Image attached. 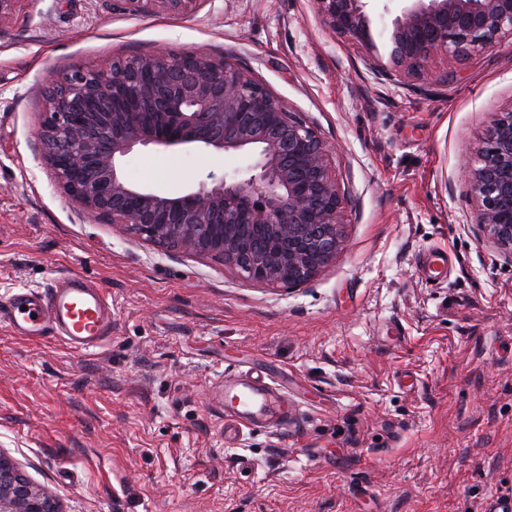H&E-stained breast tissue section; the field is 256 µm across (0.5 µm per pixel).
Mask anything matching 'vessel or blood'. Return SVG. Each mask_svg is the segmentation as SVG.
Wrapping results in <instances>:
<instances>
[{"label": "vessel or blood", "instance_id": "1", "mask_svg": "<svg viewBox=\"0 0 512 512\" xmlns=\"http://www.w3.org/2000/svg\"><path fill=\"white\" fill-rule=\"evenodd\" d=\"M419 270L428 280L445 278L447 252H423ZM0 323L18 337L53 339L71 350L90 352L112 336V307L103 288L71 273L57 278L43 294L30 289L12 292L0 302ZM219 393L227 439H236L246 428L282 429L292 418L287 394L262 376L225 373Z\"/></svg>", "mask_w": 512, "mask_h": 512}]
</instances>
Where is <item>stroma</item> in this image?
<instances>
[{"instance_id": "1", "label": "stroma", "mask_w": 512, "mask_h": 512, "mask_svg": "<svg viewBox=\"0 0 512 512\" xmlns=\"http://www.w3.org/2000/svg\"><path fill=\"white\" fill-rule=\"evenodd\" d=\"M159 47L249 68L330 151L343 242L277 289L79 211L38 141L46 76ZM422 79L377 75L313 0H21L0 26V298L77 273L112 337L74 352L0 325V448L64 512H481L512 496V258L473 221L464 174L512 105V37ZM234 154L141 148L127 180L171 192ZM454 269L423 278L420 255ZM286 377L282 430L224 442L225 373ZM414 376V386L403 383ZM125 10L149 15L183 16L194 12L200 0H119ZM419 270L426 280L445 278L448 273V252L442 249H429L423 252Z\"/></svg>"}]
</instances>
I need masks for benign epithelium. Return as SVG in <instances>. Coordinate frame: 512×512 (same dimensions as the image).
Instances as JSON below:
<instances>
[{
	"instance_id": "obj_1",
	"label": "benign epithelium",
	"mask_w": 512,
	"mask_h": 512,
	"mask_svg": "<svg viewBox=\"0 0 512 512\" xmlns=\"http://www.w3.org/2000/svg\"><path fill=\"white\" fill-rule=\"evenodd\" d=\"M120 2L131 12L183 16L199 0ZM314 2L326 27L365 49L387 79L419 77L437 55L466 57L512 36V0H404L382 31L369 0ZM141 99L177 131L159 132ZM45 114L43 159L88 216L272 286L311 281L341 246L343 201L326 145L237 63L159 48L105 70L77 66L49 77ZM141 147L236 152L245 165L171 195L124 177L123 160ZM466 180L479 229L512 258V106L492 120ZM0 512H61L1 450Z\"/></svg>"
}]
</instances>
